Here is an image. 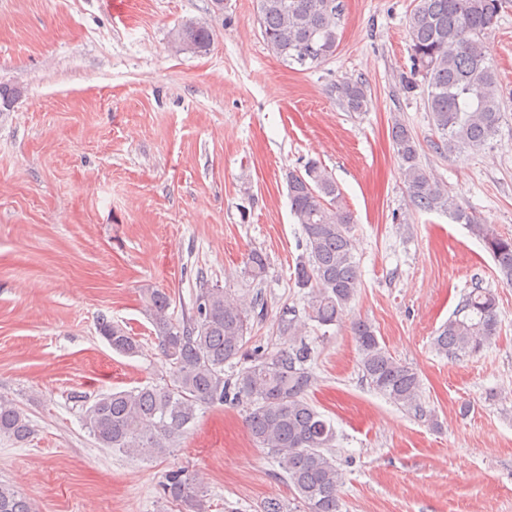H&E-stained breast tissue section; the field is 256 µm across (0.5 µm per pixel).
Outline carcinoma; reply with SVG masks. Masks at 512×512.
Returning <instances> with one entry per match:
<instances>
[{
  "mask_svg": "<svg viewBox=\"0 0 512 512\" xmlns=\"http://www.w3.org/2000/svg\"><path fill=\"white\" fill-rule=\"evenodd\" d=\"M512 0H415L406 19L412 66L400 76L408 94L420 86L427 91V111L439 134L437 147L464 154L483 147L499 130L502 99L483 39L497 26ZM261 34L285 65L311 69L336 54L342 15L340 0H257ZM214 39L206 21L184 24L174 35L182 50L205 52ZM350 112H364L369 100L366 83L351 78L336 86ZM392 139L404 182L417 207L446 210L469 225L483 241L499 278L512 285V237L492 224H479L434 182L421 165L418 140L402 123ZM291 212L301 225L306 255L295 267V283L307 290L311 320L320 326L336 324L361 288L353 254V215L340 201L334 178L316 161L285 174ZM266 257L252 251L244 276L260 280ZM145 294L159 345L169 365V384L146 385L98 395L85 405L84 425L102 448L128 456L153 458L170 447L198 417L215 404L243 406L254 444L278 464L294 494V503L270 499L260 512H341L343 483L329 453L336 430L307 400L314 383L311 349L297 339L291 321L280 326L286 346L273 355H248L251 316L258 297L230 295L202 280L192 315L176 322L168 314L171 297L147 288ZM496 294L476 286L461 309L437 331L434 348L447 356L476 354L498 334ZM100 335L112 350L131 356L138 350L134 337L119 324L104 321ZM359 367L374 391L395 405L421 410V377L411 365L397 360L364 320L353 324ZM241 363L226 377L224 366ZM33 432L31 420L14 401L0 396V439L25 442ZM202 479L184 468L171 471L162 485L165 497L204 512ZM0 512H32L30 503L11 486L0 483Z\"/></svg>",
  "mask_w": 512,
  "mask_h": 512,
  "instance_id": "obj_1",
  "label": "carcinoma"
}]
</instances>
